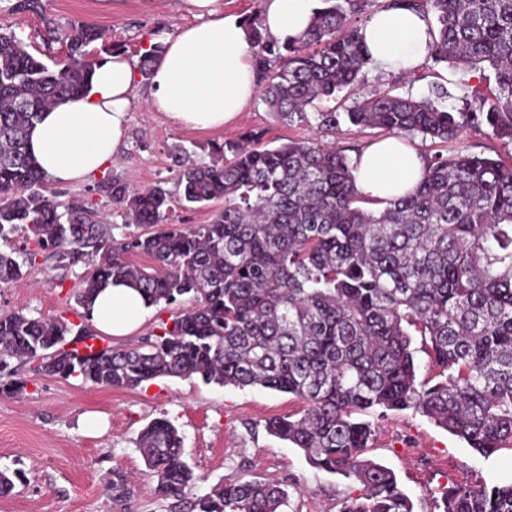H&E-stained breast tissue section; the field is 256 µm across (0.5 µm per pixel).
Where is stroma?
I'll use <instances>...</instances> for the list:
<instances>
[{
  "label": "stroma",
  "mask_w": 512,
  "mask_h": 512,
  "mask_svg": "<svg viewBox=\"0 0 512 512\" xmlns=\"http://www.w3.org/2000/svg\"><path fill=\"white\" fill-rule=\"evenodd\" d=\"M60 25L82 21L105 28L127 55L138 56L144 42L163 41L191 18L175 0H112L103 11L99 0H46ZM478 73L425 58L411 73L388 74L366 69L356 96L388 92L431 97L436 85L448 88L445 104L462 107L460 83ZM259 133L268 146L318 139L355 156L382 139L377 129L348 123L336 131L320 129L316 118L283 122L253 97L243 117L217 131L177 126L142 105L129 114V138L111 169L134 189L164 183L175 190V146L188 148L194 161L210 160L213 145ZM410 142L423 156L462 151L496 156L507 149L492 136L466 131L458 140L438 144L417 134ZM84 264L64 268L48 254L37 256L26 279L0 288V313L63 317L78 322L73 293ZM296 397L261 387H221L197 377L163 376L132 389H114L79 376L40 374L35 363L15 364L0 376V470L18 477L11 494L0 496V512H173L171 500L155 494L156 480L147 469L137 439L151 421L170 420L183 437L184 458L194 470L195 494L221 482L254 478L284 485L290 497L284 512H339L341 502L360 486L338 474L313 468L303 452L264 429L267 419L298 414ZM103 421L90 429L88 420ZM368 458L392 469L415 512H433L432 493L456 483L479 485L512 480V450L485 457L426 417L406 411L375 423ZM131 478L126 500L113 501L116 475Z\"/></svg>",
  "instance_id": "stroma-1"
}]
</instances>
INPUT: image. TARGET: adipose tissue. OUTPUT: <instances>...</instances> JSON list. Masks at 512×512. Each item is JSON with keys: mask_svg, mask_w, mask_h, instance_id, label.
Instances as JSON below:
<instances>
[{"mask_svg": "<svg viewBox=\"0 0 512 512\" xmlns=\"http://www.w3.org/2000/svg\"><path fill=\"white\" fill-rule=\"evenodd\" d=\"M216 2L176 0L178 11L193 22L167 39L150 79V108L198 130H217L240 119L257 84L251 34ZM311 17V0H264L262 24L279 37L298 35ZM363 36L373 68L386 73L417 68L432 40L428 17L399 7L374 12ZM140 78L136 58L109 56L96 66L84 94L43 112L28 141L40 169L54 181L75 184L108 168L125 144ZM356 162L358 189L388 200L411 192L425 167L414 147L394 137L371 143ZM151 312L140 292L117 280L97 294L92 320L96 328L122 336Z\"/></svg>", "mask_w": 512, "mask_h": 512, "instance_id": "ef3b65f1", "label": "adipose tissue"}]
</instances>
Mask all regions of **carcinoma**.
Returning <instances> with one entry per match:
<instances>
[{"label":"carcinoma","instance_id":"carcinoma-1","mask_svg":"<svg viewBox=\"0 0 512 512\" xmlns=\"http://www.w3.org/2000/svg\"><path fill=\"white\" fill-rule=\"evenodd\" d=\"M309 28L282 39L259 16L245 18L257 83L283 122L334 101L359 84L370 54L351 17L363 0H322ZM433 15L429 57L454 68H490L495 88L471 85L457 111L434 97L376 92L317 113L332 131L343 122L404 138L455 141L468 130L512 145V0H405ZM10 10L41 21L36 56L13 31L0 32V287L26 276L20 254L34 240L62 267L91 270L75 291L80 322L0 314V374L12 360H37L48 376L136 388L162 376H196L221 386L262 388L302 400L300 416L265 421L266 431L301 449L310 465L361 486L340 512H413L395 473L364 457L376 431L363 415L412 411L490 456L512 449V155L454 152L426 160L421 182L401 198L375 200L356 185L341 150L290 140L267 147L252 133L212 147L208 164L175 155L179 200L224 201L209 224L167 225L173 194L133 190L114 174L97 189L141 228L115 240L94 211L62 205L26 149L41 113L89 87L103 56L123 51L106 30L72 22L60 30L43 0ZM58 43L63 54L53 51ZM165 43L142 53L150 79ZM144 254L153 265L130 257ZM122 278L153 307L174 309L172 325L137 347L82 355L70 339L97 337V291ZM189 308H181L185 300ZM422 337L438 381H417L409 328ZM138 448L155 492L178 512H281L288 492L261 480L219 483L196 497L183 437L166 418L150 422ZM440 512H512V482L441 492Z\"/></svg>","mask_w":512,"mask_h":512}]
</instances>
